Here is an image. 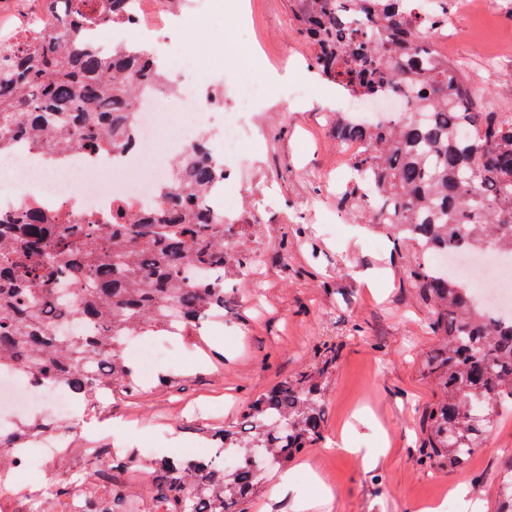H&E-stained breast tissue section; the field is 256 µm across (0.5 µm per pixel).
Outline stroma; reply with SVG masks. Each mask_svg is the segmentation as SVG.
Listing matches in <instances>:
<instances>
[{
    "instance_id": "1",
    "label": "stroma",
    "mask_w": 512,
    "mask_h": 512,
    "mask_svg": "<svg viewBox=\"0 0 512 512\" xmlns=\"http://www.w3.org/2000/svg\"><path fill=\"white\" fill-rule=\"evenodd\" d=\"M180 14L205 22L182 40L209 69L213 89L229 76L267 89L246 115L259 137L245 144L247 161L229 187L244 218L240 235L265 253L263 299L225 306L224 324L209 326L201 339L170 337L169 359L155 371L176 368L180 385L155 383L109 408L79 407L78 426L103 445L111 419L135 415L134 447H197L199 434L181 429L182 407L232 424L258 393L310 369L316 345L329 338L338 357L326 439L289 464L288 483L279 472L266 475L263 496L247 512H495L496 488L512 466V414L462 469L416 462L423 414L437 398L422 363L438 339L407 279L406 253L388 241L376 245V233L356 218H336V174L351 155L333 137L322 95L330 83L312 67L288 0H181ZM471 26L478 34L468 45L473 86L511 87L512 52L494 69L484 64L500 20ZM243 48L251 65L241 60ZM275 73L317 92L290 99L285 84L271 83ZM356 324L362 333L353 332ZM203 343L222 344L223 361H199Z\"/></svg>"
}]
</instances>
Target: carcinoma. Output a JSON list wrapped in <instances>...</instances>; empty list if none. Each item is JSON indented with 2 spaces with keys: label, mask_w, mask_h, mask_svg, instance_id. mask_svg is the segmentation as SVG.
Instances as JSON below:
<instances>
[{
  "label": "carcinoma",
  "mask_w": 512,
  "mask_h": 512,
  "mask_svg": "<svg viewBox=\"0 0 512 512\" xmlns=\"http://www.w3.org/2000/svg\"><path fill=\"white\" fill-rule=\"evenodd\" d=\"M415 0H290L298 33L322 77L352 97L399 95L408 112L394 126L338 112L339 145L363 142L340 195L351 215L412 252L407 278L439 337L424 372L437 400L423 419L417 462L461 467L483 447L504 411H512V320L482 311L472 289L432 268L441 250L490 244L512 255V117L503 92L478 97L467 68L440 54L431 30L448 20V0L418 12ZM59 25L29 42H0V144L28 136L59 152L73 144L119 150L132 136L130 111L168 83L162 62L124 44L105 54L93 27L129 25L128 0H48ZM223 169L206 147L180 154L161 201L119 206L112 224H73L35 205L0 220V366L17 364L38 383L59 378L79 403L112 384L136 395L135 370L111 340L129 330L168 333L169 312L182 331L224 304V289L189 282V267L224 268L232 229L201 212L198 194ZM69 281L83 306L85 336H57L51 322L71 310L51 296ZM317 364L254 397L241 420L209 428L241 459L233 471L177 461L150 466V494L165 512H245L263 481L259 459L278 470L324 438L328 377L336 347H317ZM130 486L112 480V512H144ZM497 512H512V479L502 481Z\"/></svg>",
  "instance_id": "carcinoma-1"
}]
</instances>
